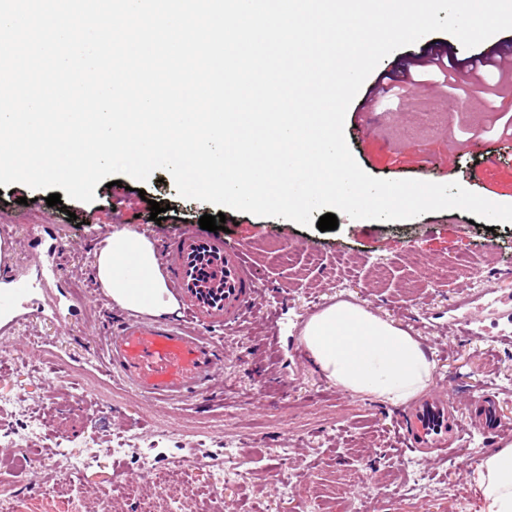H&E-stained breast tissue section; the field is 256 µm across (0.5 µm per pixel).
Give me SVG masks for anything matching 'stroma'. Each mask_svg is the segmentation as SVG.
I'll return each mask as SVG.
<instances>
[{
  "label": "stroma",
  "instance_id": "stroma-1",
  "mask_svg": "<svg viewBox=\"0 0 512 512\" xmlns=\"http://www.w3.org/2000/svg\"><path fill=\"white\" fill-rule=\"evenodd\" d=\"M512 112V79L490 75L484 89H452L441 77L399 90L373 111L369 129L347 112L345 137L358 165L387 180L423 178L460 183L512 205V137L490 127L492 111ZM47 191L21 183L0 193V239L13 244V263L28 265L32 225L51 223L67 244L56 255L57 294L81 292L86 306L66 327L32 316L0 335V454L30 459L21 470L0 469V489L15 492L19 512H79L89 489L112 490L109 512H133L138 498L159 512H320L348 500L378 512H479L477 462L498 446L473 432L461 453L428 464L402 451L400 409L337 387L320 375L299 344L313 303L363 304L404 326L430 348L434 383L457 401L496 392L512 419V223L480 220L460 209L428 212L407 221L352 219L320 231L178 195L166 171L149 181L123 177L98 183L85 203L47 206ZM168 204L162 222L150 201ZM225 214L259 278L249 324L221 336L226 347L223 385L193 401L152 403L101 372V342L119 310L92 287L94 249L119 224L151 241ZM473 315L482 335L452 328ZM277 339L274 353L260 347ZM62 449L56 480L43 503L26 499L41 479L33 461L46 447ZM203 459L223 466L219 480L181 468ZM122 474L132 495L114 492ZM177 474L189 497L159 499L155 479Z\"/></svg>",
  "mask_w": 512,
  "mask_h": 512
}]
</instances>
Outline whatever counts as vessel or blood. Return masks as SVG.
<instances>
[{
    "label": "vessel or blood",
    "mask_w": 512,
    "mask_h": 512,
    "mask_svg": "<svg viewBox=\"0 0 512 512\" xmlns=\"http://www.w3.org/2000/svg\"><path fill=\"white\" fill-rule=\"evenodd\" d=\"M159 249L180 319L136 317L113 325L98 367L150 401H181L218 385L224 346L208 332L245 322L258 282L244 252L223 236L182 230L163 238ZM59 276L39 259L22 269L0 266V331L15 330L30 308L59 314V305L43 295ZM498 407L496 393L487 391L463 412L447 391L434 389L402 408L403 437L408 448L443 460L458 452L465 434L512 437V422L501 418Z\"/></svg>",
    "instance_id": "1"
}]
</instances>
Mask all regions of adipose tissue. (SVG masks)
I'll return each mask as SVG.
<instances>
[{
	"label": "adipose tissue",
	"instance_id": "ef3b65f1",
	"mask_svg": "<svg viewBox=\"0 0 512 512\" xmlns=\"http://www.w3.org/2000/svg\"><path fill=\"white\" fill-rule=\"evenodd\" d=\"M94 269L117 307L156 316L173 311L175 300L147 237L125 227L113 228L94 251ZM299 342L327 380L383 403L405 404L434 379L435 364L419 339L353 301L331 303L312 316ZM475 484L480 512H512L511 443L478 462Z\"/></svg>",
	"mask_w": 512,
	"mask_h": 512
}]
</instances>
